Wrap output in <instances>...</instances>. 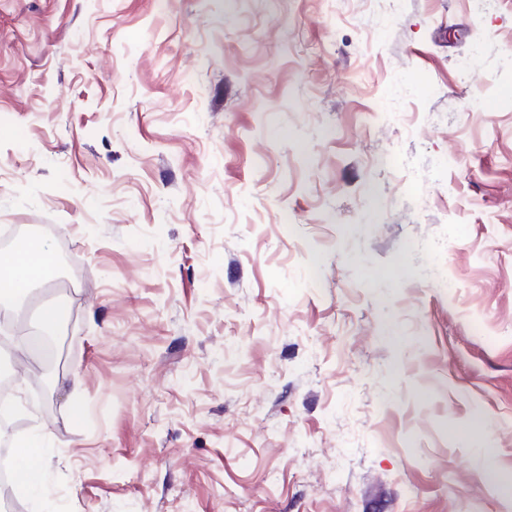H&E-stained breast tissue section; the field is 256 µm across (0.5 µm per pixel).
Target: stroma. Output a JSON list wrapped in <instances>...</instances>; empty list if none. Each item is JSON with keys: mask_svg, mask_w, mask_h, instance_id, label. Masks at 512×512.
I'll return each mask as SVG.
<instances>
[{"mask_svg": "<svg viewBox=\"0 0 512 512\" xmlns=\"http://www.w3.org/2000/svg\"><path fill=\"white\" fill-rule=\"evenodd\" d=\"M16 226L13 512H512V0H0ZM53 265L51 253L36 245L32 238L19 240L11 250L0 254V307L42 279ZM60 315V310L57 307L53 305L44 306L32 334L52 336L57 329ZM16 474L20 486L32 494H39L44 487L45 448L34 438L19 441L15 446Z\"/></svg>", "mask_w": 512, "mask_h": 512, "instance_id": "obj_1", "label": "stroma"}]
</instances>
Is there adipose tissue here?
Instances as JSON below:
<instances>
[{
  "label": "adipose tissue",
  "mask_w": 512,
  "mask_h": 512,
  "mask_svg": "<svg viewBox=\"0 0 512 512\" xmlns=\"http://www.w3.org/2000/svg\"><path fill=\"white\" fill-rule=\"evenodd\" d=\"M52 265L51 253L37 246L30 238L19 240L11 250L1 253L0 307H9L14 297L42 279ZM44 457L45 450L37 439L23 440L16 445L18 481L30 493H40L44 487Z\"/></svg>",
  "instance_id": "adipose-tissue-1"
}]
</instances>
